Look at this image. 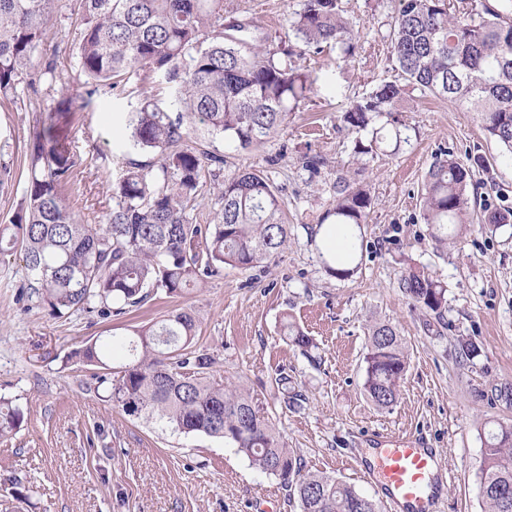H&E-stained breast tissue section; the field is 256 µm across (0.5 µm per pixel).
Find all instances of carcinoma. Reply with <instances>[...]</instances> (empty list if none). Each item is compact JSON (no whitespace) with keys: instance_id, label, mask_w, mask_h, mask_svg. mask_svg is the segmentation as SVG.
<instances>
[{"instance_id":"carcinoma-1","label":"carcinoma","mask_w":512,"mask_h":512,"mask_svg":"<svg viewBox=\"0 0 512 512\" xmlns=\"http://www.w3.org/2000/svg\"><path fill=\"white\" fill-rule=\"evenodd\" d=\"M55 0H0V92L18 93L34 57L49 41ZM82 28L78 67L94 87L114 86L131 69L165 71L179 82L177 104L242 149L263 144L287 125L288 113L307 98L312 83L279 42L258 43L224 33V0H80ZM288 27L305 45L321 52L341 48L347 23L340 0H304ZM398 79L385 81L351 102L344 120L358 138L345 174L336 178V198L321 223L347 226L353 242L330 271L354 272L361 224L371 198L354 185L357 175L399 131L375 126L398 111L406 89L434 95L480 115L484 130L512 154V0L484 4L466 0H398L391 32ZM56 113L42 112L24 201L10 223L0 224V255L20 257L26 287L54 311L121 316L152 294L180 296L223 273L251 269L288 246L284 202L257 171H242L218 186L214 223L191 216L198 188L217 177L224 159L191 145L181 119L147 102L129 119L133 149L161 157L158 168L132 162L117 181L103 171L112 209L98 224H82L62 188L79 165L69 147L50 137ZM450 149L430 166L423 187L422 219L439 247H448V227L463 233L469 224L472 170ZM481 222L512 223V211L484 210ZM405 293L444 321L446 288L410 270ZM288 343L309 355L313 338L284 317ZM197 320L186 308L111 340L90 342L73 355L108 368L105 350L119 347L129 361L100 377L113 408L144 415L184 434L201 433L232 444L259 471L280 480L301 512H380L371 498L334 476L304 472V463L272 421L267 407L241 386L214 380L216 359L197 346ZM465 362L480 355L470 339L457 340ZM407 368L405 343L397 328L376 322L369 329L363 388L374 405L391 409ZM23 413L0 395V438L21 426ZM479 494L488 512H512V424H500L484 441Z\"/></svg>"}]
</instances>
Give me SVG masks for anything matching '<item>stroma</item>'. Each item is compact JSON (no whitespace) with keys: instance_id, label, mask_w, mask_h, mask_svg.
Returning a JSON list of instances; mask_svg holds the SVG:
<instances>
[{"instance_id":"35a3bbf8","label":"stroma","mask_w":512,"mask_h":512,"mask_svg":"<svg viewBox=\"0 0 512 512\" xmlns=\"http://www.w3.org/2000/svg\"><path fill=\"white\" fill-rule=\"evenodd\" d=\"M75 0H60L50 21L59 83L32 66L24 98L0 93V223L19 209L30 178L40 111L68 101L52 136L79 157L64 187L76 218L96 223L112 205L97 171L120 176L127 160L158 163L130 149L127 119L144 99L171 117L178 84L163 72H127L115 86L90 92L72 53L77 40ZM303 0H224L225 23L247 25L254 39L286 41L312 91L288 125L256 149L223 137L203 148L223 157L224 174L254 169L278 189L288 217L287 249L259 266L225 269L189 295L154 296L121 318L84 312L53 314L20 290L18 256L0 258V394L23 411L19 431L0 440V512H300L279 481L254 469L223 439L184 435L130 417L107 401L100 370L74 358L85 343L132 335L179 308L200 320L198 344L214 355L217 381L244 384L263 401L306 471L334 476L367 497L376 491L364 474L371 449L385 435L411 437L436 449L446 467L440 512H484L478 496L483 428L512 424V225L471 232L440 249L421 218V189L439 150L461 162L475 156L471 202L512 208V155L484 131L475 113L409 92L398 127L399 151L378 152L362 175L371 206L362 226L363 253L351 277L327 269L316 232L330 208L334 183L347 165L355 132L342 116L350 102L394 78L390 31L397 0H342L355 51L314 53L287 34V19ZM181 117V116H180ZM325 164L309 171L305 158ZM424 271L447 290L445 327L426 331L430 315L402 291L406 271ZM311 336V357L288 345L283 314ZM395 325L409 366L392 410L377 409L363 392V356L373 322ZM474 340L481 354L465 363L458 338ZM302 396L290 409L277 389L279 374ZM30 487L29 500L14 497Z\"/></svg>"}]
</instances>
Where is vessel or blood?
<instances>
[{
    "instance_id": "b4317fda",
    "label": "vessel or blood",
    "mask_w": 512,
    "mask_h": 512,
    "mask_svg": "<svg viewBox=\"0 0 512 512\" xmlns=\"http://www.w3.org/2000/svg\"><path fill=\"white\" fill-rule=\"evenodd\" d=\"M442 469L435 450L398 437L379 449L374 476L393 512H434Z\"/></svg>"
}]
</instances>
